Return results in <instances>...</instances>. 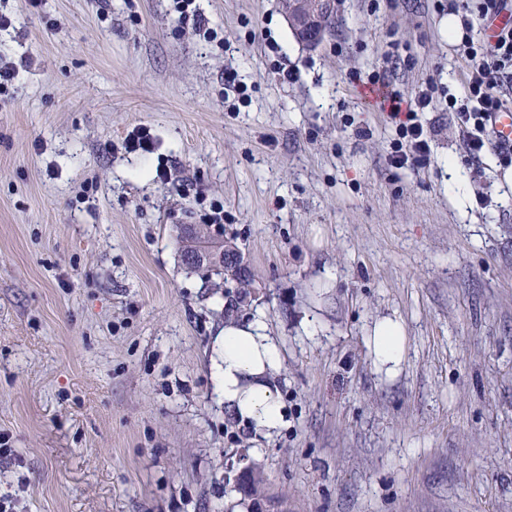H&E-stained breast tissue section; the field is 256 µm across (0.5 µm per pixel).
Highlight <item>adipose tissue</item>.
<instances>
[{"label":"adipose tissue","mask_w":512,"mask_h":512,"mask_svg":"<svg viewBox=\"0 0 512 512\" xmlns=\"http://www.w3.org/2000/svg\"><path fill=\"white\" fill-rule=\"evenodd\" d=\"M216 343L220 354L213 364V377L225 408L253 436H273L285 424L276 383L282 370L277 342L262 322L228 320ZM367 344L378 368L397 372L407 347L404 324L388 317L377 320Z\"/></svg>","instance_id":"adipose-tissue-1"}]
</instances>
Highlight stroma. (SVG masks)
<instances>
[{
	"mask_svg": "<svg viewBox=\"0 0 512 512\" xmlns=\"http://www.w3.org/2000/svg\"><path fill=\"white\" fill-rule=\"evenodd\" d=\"M448 2L337 0L308 48L282 0H193L202 28L177 0H0L13 512H252L248 461L270 512H512V186L494 153L465 160L447 111L422 115L430 162L394 167L395 129L352 80L459 93ZM138 127L150 151L126 148ZM215 208L255 275L237 314L280 346L269 438L211 376L236 294L179 258V226ZM384 316L407 335L393 377L366 346Z\"/></svg>",
	"mask_w": 512,
	"mask_h": 512,
	"instance_id": "1",
	"label": "stroma"
}]
</instances>
